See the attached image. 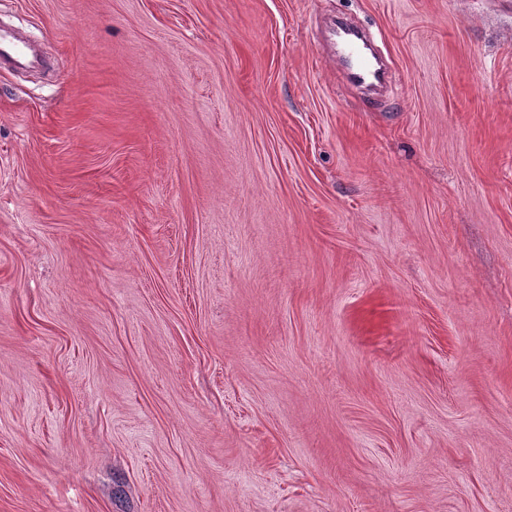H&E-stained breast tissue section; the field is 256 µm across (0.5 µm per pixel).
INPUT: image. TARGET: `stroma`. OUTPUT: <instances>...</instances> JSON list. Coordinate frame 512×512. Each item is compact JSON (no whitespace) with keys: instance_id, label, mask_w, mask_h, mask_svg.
<instances>
[{"instance_id":"1","label":"stroma","mask_w":512,"mask_h":512,"mask_svg":"<svg viewBox=\"0 0 512 512\" xmlns=\"http://www.w3.org/2000/svg\"><path fill=\"white\" fill-rule=\"evenodd\" d=\"M0 21V512H512V0ZM337 37L336 49L348 61L346 78L351 84L368 87L386 81V70L366 56L365 44L358 32L340 28ZM10 59L18 63L27 59L24 46L8 30L0 31V60Z\"/></svg>"}]
</instances>
